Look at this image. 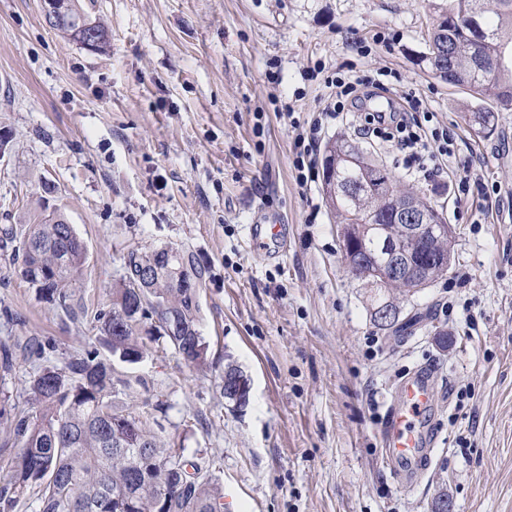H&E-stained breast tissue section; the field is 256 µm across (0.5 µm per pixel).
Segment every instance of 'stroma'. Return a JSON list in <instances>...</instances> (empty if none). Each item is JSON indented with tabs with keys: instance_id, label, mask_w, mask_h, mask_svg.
I'll return each mask as SVG.
<instances>
[{
	"instance_id": "obj_1",
	"label": "stroma",
	"mask_w": 512,
	"mask_h": 512,
	"mask_svg": "<svg viewBox=\"0 0 512 512\" xmlns=\"http://www.w3.org/2000/svg\"><path fill=\"white\" fill-rule=\"evenodd\" d=\"M77 3L108 29L102 50L51 27L40 0H0V225L37 223L49 205L87 248L67 312L0 249V341L22 346L0 389L26 406L33 371L83 349L128 251L184 250L207 270L206 365L148 342L142 361L118 364L132 381L120 397L209 471L233 512H434L443 489L451 512H512V110H494L493 135L476 136L468 90L432 73L428 34L448 0ZM379 67L455 133V167L501 188L489 204L455 197L447 176L418 179L357 134L355 112L323 131L379 156L454 228L447 273L397 297L396 334L374 324L372 290L345 266L321 182L300 187L293 167L292 124L324 107L325 77ZM260 210L288 226L282 257L249 246ZM230 364L250 381L245 404L222 393ZM418 367L433 374L434 447L410 490L381 432Z\"/></svg>"
}]
</instances>
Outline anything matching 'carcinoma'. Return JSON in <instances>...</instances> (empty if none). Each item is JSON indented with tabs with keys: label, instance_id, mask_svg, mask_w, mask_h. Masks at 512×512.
<instances>
[{
	"label": "carcinoma",
	"instance_id": "obj_1",
	"mask_svg": "<svg viewBox=\"0 0 512 512\" xmlns=\"http://www.w3.org/2000/svg\"><path fill=\"white\" fill-rule=\"evenodd\" d=\"M473 11L483 13L487 38L482 52L488 58H505L508 67L501 79H492L472 62L469 32L448 23V70L452 85L471 97L497 107L512 108L501 84H512V0H451L448 16ZM70 13L99 32L101 44L108 37L105 26L70 4ZM492 112L483 106L465 113L477 134H493ZM326 156L336 164V179L347 189L326 200L338 223L351 225L357 237L375 234L370 217L378 216L387 235L398 237L392 223L386 192L398 185L384 164L365 157L358 145L339 137L328 145ZM53 211L37 224H5L0 245L12 247L15 272L47 303L71 309L74 290L86 262L87 250L75 228L64 224ZM184 278L191 288L175 286L171 274L156 278L153 295L142 301L122 284L109 293V309L94 315L100 336L69 356L62 366L46 365L30 378L29 407L19 410L10 396L0 398V423L9 440L20 444V453L0 486V500L14 503L32 495L39 512H222L223 489L197 464L189 463L184 449L166 445L148 421L117 401L114 365L100 357V348L129 362L146 353L140 337L144 321L162 322L166 316L181 326L175 334L162 332L174 350L190 354V364L201 368L206 345L198 330V289L207 274L193 254L182 252ZM167 256L159 250H130L125 257V279L134 278L143 263L165 267ZM16 364L14 347L0 342V374Z\"/></svg>",
	"mask_w": 512,
	"mask_h": 512
}]
</instances>
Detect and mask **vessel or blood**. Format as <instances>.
I'll use <instances>...</instances> for the list:
<instances>
[{"label": "vessel or blood", "instance_id": "1", "mask_svg": "<svg viewBox=\"0 0 512 512\" xmlns=\"http://www.w3.org/2000/svg\"><path fill=\"white\" fill-rule=\"evenodd\" d=\"M288 235L287 225L266 220L249 225L248 239L258 252H267ZM398 401L386 424L385 457L388 463L411 465L426 452L423 421L432 406V389L425 373L404 381L397 391Z\"/></svg>", "mask_w": 512, "mask_h": 512}]
</instances>
